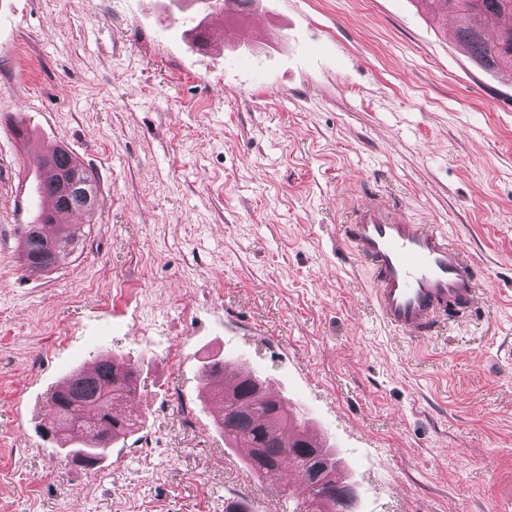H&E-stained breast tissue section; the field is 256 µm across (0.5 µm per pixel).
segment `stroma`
<instances>
[{"instance_id": "35a3bbf8", "label": "stroma", "mask_w": 512, "mask_h": 512, "mask_svg": "<svg viewBox=\"0 0 512 512\" xmlns=\"http://www.w3.org/2000/svg\"><path fill=\"white\" fill-rule=\"evenodd\" d=\"M258 5L280 38L218 53L172 25L186 2L0 0V512H289L201 401L208 354L310 411L355 512L512 504V78L415 0ZM48 142L98 173L100 207L33 272L18 211ZM360 192L472 255V314L419 343L380 321L340 237ZM107 350L139 373L142 426L90 474L39 429Z\"/></svg>"}]
</instances>
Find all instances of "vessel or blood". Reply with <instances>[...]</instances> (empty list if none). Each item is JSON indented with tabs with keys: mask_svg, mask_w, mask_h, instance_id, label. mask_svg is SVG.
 <instances>
[{
	"mask_svg": "<svg viewBox=\"0 0 512 512\" xmlns=\"http://www.w3.org/2000/svg\"><path fill=\"white\" fill-rule=\"evenodd\" d=\"M342 238L371 269L380 317L398 332L427 335L448 306L477 302L476 266L464 251L445 233L414 223L379 199L354 207Z\"/></svg>",
	"mask_w": 512,
	"mask_h": 512,
	"instance_id": "vessel-or-blood-1",
	"label": "vessel or blood"
}]
</instances>
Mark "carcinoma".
<instances>
[{"instance_id":"cac0c4a2","label":"carcinoma","mask_w":512,"mask_h":512,"mask_svg":"<svg viewBox=\"0 0 512 512\" xmlns=\"http://www.w3.org/2000/svg\"><path fill=\"white\" fill-rule=\"evenodd\" d=\"M433 20L448 14H462L465 21L456 31L457 42L479 66L512 71V0H418ZM82 167L80 160L59 145L45 156L32 189L54 199L55 210L75 208L93 218L95 210L83 207L77 198L62 202L57 173ZM83 224H58L54 210L35 211L26 225L21 252L27 268L39 272L53 269L61 255L73 253L82 237ZM93 375L76 370L69 376L67 389L52 396L53 434L63 433L56 442L60 454L72 461L88 458L95 462L108 457L116 443L139 430L140 416L119 413L136 394L137 374L115 354L97 360ZM221 359L204 362L201 381L205 398H216L224 405V418L217 426L229 448H248L244 464L267 487L288 491L303 500L306 512H353L352 483L336 449H324L307 442L314 423L300 417L286 398H273L266 379L259 372L236 384L228 393L224 375L217 373ZM97 418L98 428L89 423ZM296 464L305 472L301 484L288 483L286 466Z\"/></svg>"}]
</instances>
